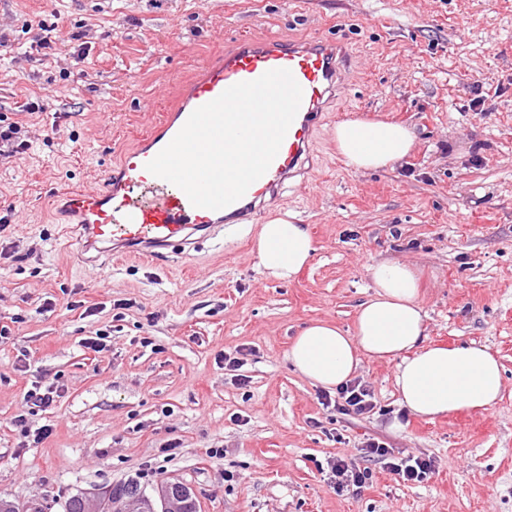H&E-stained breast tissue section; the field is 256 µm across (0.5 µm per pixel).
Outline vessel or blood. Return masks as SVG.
I'll use <instances>...</instances> for the list:
<instances>
[{
    "instance_id": "b4317fda",
    "label": "vessel or blood",
    "mask_w": 512,
    "mask_h": 512,
    "mask_svg": "<svg viewBox=\"0 0 512 512\" xmlns=\"http://www.w3.org/2000/svg\"><path fill=\"white\" fill-rule=\"evenodd\" d=\"M347 44L332 39L295 40L281 36L242 38L183 86L180 104L141 144L122 152L94 186L69 191L65 206L79 219L76 257L160 255L165 249L194 251L216 237L223 223H242L273 200L279 187L298 176L313 146L316 121L339 91ZM272 69L290 70L303 94L299 111L267 172L245 195L219 210L193 206L177 186L148 174L146 165L179 133L191 113L228 87L259 78Z\"/></svg>"
}]
</instances>
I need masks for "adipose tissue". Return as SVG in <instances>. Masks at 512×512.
<instances>
[{"instance_id":"1","label":"adipose tissue","mask_w":512,"mask_h":512,"mask_svg":"<svg viewBox=\"0 0 512 512\" xmlns=\"http://www.w3.org/2000/svg\"><path fill=\"white\" fill-rule=\"evenodd\" d=\"M334 138L337 152L355 171L393 167L414 145L407 126L386 121L340 122ZM254 249L265 274L288 280L308 264L315 245L304 225L276 218L260 225ZM368 272L374 292L358 308L354 329L324 321L303 327L287 351L291 365L314 385L333 389L352 380L364 359L396 361L399 403L422 419L493 406L502 394L503 376L489 351L426 344L418 270L385 260Z\"/></svg>"}]
</instances>
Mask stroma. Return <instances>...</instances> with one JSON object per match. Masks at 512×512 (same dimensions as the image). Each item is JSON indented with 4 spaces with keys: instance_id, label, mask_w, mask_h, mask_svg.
Segmentation results:
<instances>
[{
    "instance_id": "35a3bbf8",
    "label": "stroma",
    "mask_w": 512,
    "mask_h": 512,
    "mask_svg": "<svg viewBox=\"0 0 512 512\" xmlns=\"http://www.w3.org/2000/svg\"><path fill=\"white\" fill-rule=\"evenodd\" d=\"M41 19L54 27L47 54L31 46ZM0 35V114L31 140L0 157V496L64 512L80 492L176 481L202 512H512V0H0ZM272 35L351 49L302 183L189 256L74 259L62 193L94 185L236 39ZM30 100L42 111L21 112ZM352 119L409 126L412 152L349 169L332 131ZM286 215L316 252L281 282L253 238ZM386 259L420 272L428 342L500 362L494 407L413 417L395 363L366 359L357 377L375 407L341 415L290 365L309 322L353 328L368 268ZM100 329L111 342L97 352L87 340ZM55 381L54 406L25 407L32 385ZM21 413L51 435L23 447ZM368 438L436 468L405 483L374 462L364 487L337 491L327 461Z\"/></svg>"
}]
</instances>
